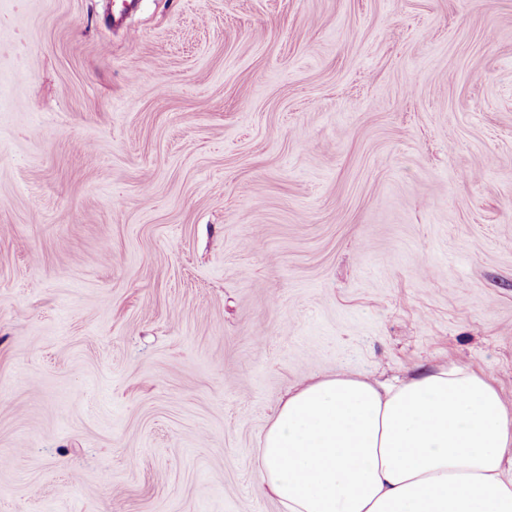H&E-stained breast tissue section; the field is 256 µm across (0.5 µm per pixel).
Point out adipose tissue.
Here are the masks:
<instances>
[{"label":"adipose tissue","mask_w":512,"mask_h":512,"mask_svg":"<svg viewBox=\"0 0 512 512\" xmlns=\"http://www.w3.org/2000/svg\"><path fill=\"white\" fill-rule=\"evenodd\" d=\"M257 444L282 512H512V408L454 363L393 388L347 372L298 385Z\"/></svg>","instance_id":"adipose-tissue-1"}]
</instances>
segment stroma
Instances as JSON below:
<instances>
[{
    "label": "stroma",
    "mask_w": 512,
    "mask_h": 512,
    "mask_svg": "<svg viewBox=\"0 0 512 512\" xmlns=\"http://www.w3.org/2000/svg\"><path fill=\"white\" fill-rule=\"evenodd\" d=\"M0 0V512H281L289 388L512 403V0Z\"/></svg>",
    "instance_id": "35a3bbf8"
}]
</instances>
